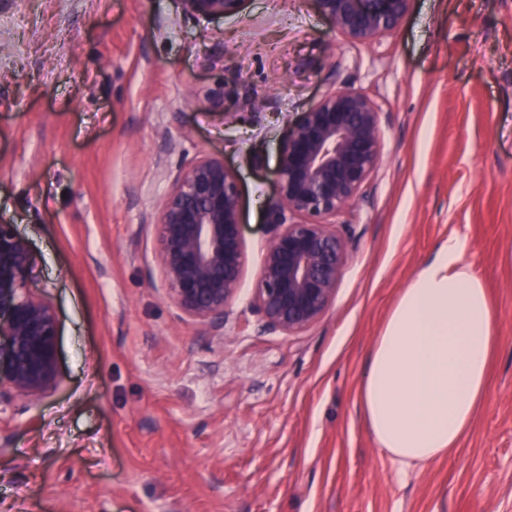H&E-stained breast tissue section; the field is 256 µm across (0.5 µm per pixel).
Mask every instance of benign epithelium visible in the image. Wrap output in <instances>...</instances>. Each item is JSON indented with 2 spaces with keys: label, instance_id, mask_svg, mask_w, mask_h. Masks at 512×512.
Here are the masks:
<instances>
[{
  "label": "benign epithelium",
  "instance_id": "7a95c632",
  "mask_svg": "<svg viewBox=\"0 0 512 512\" xmlns=\"http://www.w3.org/2000/svg\"><path fill=\"white\" fill-rule=\"evenodd\" d=\"M242 0H181L203 19L237 12ZM322 16L350 41L395 30L412 0H315ZM383 149L379 106L343 84L288 130L280 145L274 197L265 223L273 235L254 300L263 326L299 333L332 305L348 260L333 219L355 203ZM157 263L166 293L182 316L214 336L224 331L246 264L241 195L235 175L216 157L178 167L155 213ZM34 257L10 224H0V415L17 399L37 404L59 383L58 320L28 286Z\"/></svg>",
  "mask_w": 512,
  "mask_h": 512
}]
</instances>
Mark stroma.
Masks as SVG:
<instances>
[{
  "label": "stroma",
  "mask_w": 512,
  "mask_h": 512,
  "mask_svg": "<svg viewBox=\"0 0 512 512\" xmlns=\"http://www.w3.org/2000/svg\"><path fill=\"white\" fill-rule=\"evenodd\" d=\"M341 83L378 104L382 157L336 216L333 304L271 332L253 288L280 143ZM206 155L238 179L247 256L220 336L168 299L153 226L172 171ZM1 223L56 312L59 384L0 416V512H512V0H413L366 42L313 0L216 20L180 0H0ZM456 234L499 344L459 450L403 472L360 382Z\"/></svg>",
  "instance_id": "stroma-1"
}]
</instances>
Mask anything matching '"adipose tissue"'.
Returning <instances> with one entry per match:
<instances>
[{
	"label": "adipose tissue",
	"mask_w": 512,
	"mask_h": 512,
	"mask_svg": "<svg viewBox=\"0 0 512 512\" xmlns=\"http://www.w3.org/2000/svg\"><path fill=\"white\" fill-rule=\"evenodd\" d=\"M463 255L455 235L422 266L377 336L361 380L372 436L404 469L454 454L485 401L495 315Z\"/></svg>",
	"instance_id": "adipose-tissue-1"
}]
</instances>
